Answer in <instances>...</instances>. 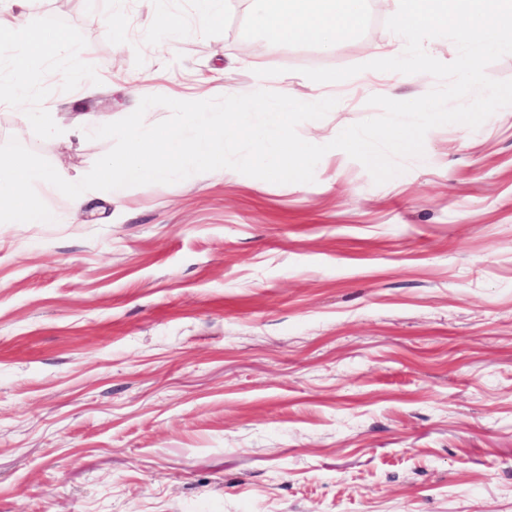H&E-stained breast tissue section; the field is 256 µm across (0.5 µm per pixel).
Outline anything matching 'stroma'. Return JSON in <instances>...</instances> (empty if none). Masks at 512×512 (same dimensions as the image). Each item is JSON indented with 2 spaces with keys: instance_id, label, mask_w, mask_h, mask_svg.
<instances>
[{
  "instance_id": "stroma-1",
  "label": "stroma",
  "mask_w": 512,
  "mask_h": 512,
  "mask_svg": "<svg viewBox=\"0 0 512 512\" xmlns=\"http://www.w3.org/2000/svg\"><path fill=\"white\" fill-rule=\"evenodd\" d=\"M381 0L321 52L267 45L244 0L199 31L193 0H30L72 29L98 83L43 106L117 121L141 98L270 89L396 41ZM182 26L171 42L156 19ZM425 73L364 71L300 136L332 141L418 98ZM17 139L82 178L112 146ZM374 183L328 151L311 183L235 170L97 191L80 217L0 224V512H512V106L431 129Z\"/></svg>"
}]
</instances>
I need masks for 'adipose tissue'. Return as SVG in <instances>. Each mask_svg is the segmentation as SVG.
<instances>
[{
    "label": "adipose tissue",
    "instance_id": "1",
    "mask_svg": "<svg viewBox=\"0 0 512 512\" xmlns=\"http://www.w3.org/2000/svg\"><path fill=\"white\" fill-rule=\"evenodd\" d=\"M252 25L272 44L307 40L330 50L364 25L368 0H245ZM26 0H9L0 10V53L6 54L17 97L31 92L27 64L62 51L71 55L73 77L81 75L80 50L67 31L44 30L25 20Z\"/></svg>",
    "mask_w": 512,
    "mask_h": 512
}]
</instances>
